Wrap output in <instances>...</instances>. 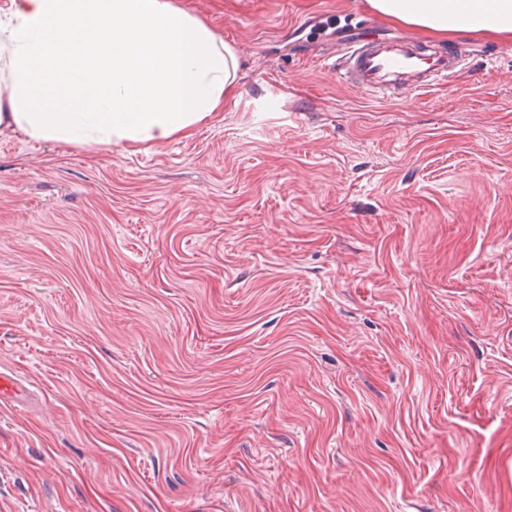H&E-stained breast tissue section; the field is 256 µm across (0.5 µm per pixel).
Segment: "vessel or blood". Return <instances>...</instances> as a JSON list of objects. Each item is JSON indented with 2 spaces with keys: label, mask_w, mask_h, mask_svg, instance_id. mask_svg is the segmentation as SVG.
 <instances>
[{
  "label": "vessel or blood",
  "mask_w": 512,
  "mask_h": 512,
  "mask_svg": "<svg viewBox=\"0 0 512 512\" xmlns=\"http://www.w3.org/2000/svg\"><path fill=\"white\" fill-rule=\"evenodd\" d=\"M463 54L427 52L399 39L342 42L332 64L341 82L369 95L393 92L407 99L455 76Z\"/></svg>",
  "instance_id": "b4317fda"
}]
</instances>
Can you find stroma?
Segmentation results:
<instances>
[{
  "instance_id": "stroma-1",
  "label": "stroma",
  "mask_w": 512,
  "mask_h": 512,
  "mask_svg": "<svg viewBox=\"0 0 512 512\" xmlns=\"http://www.w3.org/2000/svg\"><path fill=\"white\" fill-rule=\"evenodd\" d=\"M238 103L135 151L0 134V512H512V38L175 0ZM469 58L407 103L338 36Z\"/></svg>"
}]
</instances>
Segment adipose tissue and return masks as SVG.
I'll return each mask as SVG.
<instances>
[{
	"mask_svg": "<svg viewBox=\"0 0 512 512\" xmlns=\"http://www.w3.org/2000/svg\"><path fill=\"white\" fill-rule=\"evenodd\" d=\"M415 33L512 36V0H367ZM0 131L31 142L153 147L238 94L239 59L172 0H0Z\"/></svg>",
	"mask_w": 512,
	"mask_h": 512,
	"instance_id": "obj_1",
	"label": "adipose tissue"
}]
</instances>
